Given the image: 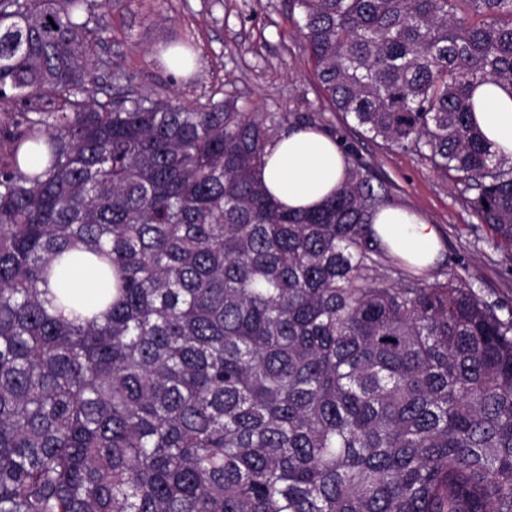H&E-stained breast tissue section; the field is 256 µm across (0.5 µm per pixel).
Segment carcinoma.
Instances as JSON below:
<instances>
[{
	"label": "carcinoma",
	"instance_id": "cac0c4a2",
	"mask_svg": "<svg viewBox=\"0 0 512 512\" xmlns=\"http://www.w3.org/2000/svg\"><path fill=\"white\" fill-rule=\"evenodd\" d=\"M292 7L333 110L511 247L512 159L471 113L512 85V0ZM97 9L0 0V106H27L0 112V512H512V309L391 256L357 154L320 208L272 201L267 146L321 114L98 97ZM70 251L114 281L91 318L108 293L49 294Z\"/></svg>",
	"mask_w": 512,
	"mask_h": 512
}]
</instances>
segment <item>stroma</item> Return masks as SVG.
<instances>
[{"mask_svg": "<svg viewBox=\"0 0 512 512\" xmlns=\"http://www.w3.org/2000/svg\"><path fill=\"white\" fill-rule=\"evenodd\" d=\"M111 35L92 43L89 58H122L140 94L198 99L234 98L253 112H320L342 150L354 151L394 187L393 202L411 206L440 227L444 250L433 276L462 280L484 299L512 307V249L494 246L451 176L419 156L385 146L334 112L316 87L314 66L288 0H132L121 10L99 6ZM190 42L193 71L180 76L163 62L164 49Z\"/></svg>", "mask_w": 512, "mask_h": 512, "instance_id": "obj_1", "label": "stroma"}]
</instances>
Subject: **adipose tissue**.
Instances as JSON below:
<instances>
[{
    "label": "adipose tissue",
    "mask_w": 512,
    "mask_h": 512,
    "mask_svg": "<svg viewBox=\"0 0 512 512\" xmlns=\"http://www.w3.org/2000/svg\"><path fill=\"white\" fill-rule=\"evenodd\" d=\"M473 120L498 155L512 157V88L490 82L473 95ZM259 177L278 203L293 210L321 206L345 181L347 159L333 137L319 130H292L266 149ZM381 244L421 269L440 256L441 229L417 210L389 205L372 221Z\"/></svg>",
    "instance_id": "ef3b65f1"
}]
</instances>
